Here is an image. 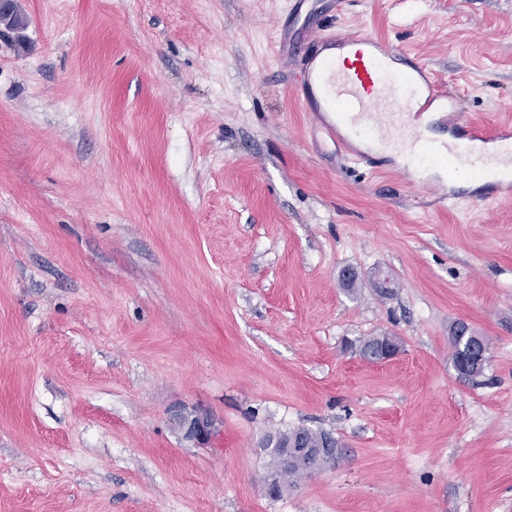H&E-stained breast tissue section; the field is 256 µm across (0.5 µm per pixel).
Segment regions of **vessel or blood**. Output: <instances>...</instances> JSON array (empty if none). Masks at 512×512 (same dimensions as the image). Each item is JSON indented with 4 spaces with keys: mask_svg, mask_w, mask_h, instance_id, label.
Returning a JSON list of instances; mask_svg holds the SVG:
<instances>
[{
    "mask_svg": "<svg viewBox=\"0 0 512 512\" xmlns=\"http://www.w3.org/2000/svg\"><path fill=\"white\" fill-rule=\"evenodd\" d=\"M300 99L312 120L323 124L359 163L373 166L385 154L400 156L395 172L408 186L445 195L438 180L416 174L421 160L485 176L489 194L512 193V128L487 132L470 123L459 101L427 68L389 40L365 31L332 36L311 31L303 48ZM435 112L452 137L430 140L422 118ZM488 142L502 143L494 153Z\"/></svg>",
    "mask_w": 512,
    "mask_h": 512,
    "instance_id": "1",
    "label": "vessel or blood"
}]
</instances>
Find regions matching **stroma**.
Returning <instances> with one entry per match:
<instances>
[{
  "mask_svg": "<svg viewBox=\"0 0 512 512\" xmlns=\"http://www.w3.org/2000/svg\"><path fill=\"white\" fill-rule=\"evenodd\" d=\"M293 3L20 0L27 49L0 41V512H512V201L359 164L276 51L370 31L492 129L512 123V0ZM458 322L488 343L480 375L453 366ZM385 334L399 355L360 357ZM178 407L214 417L210 443ZM300 427L342 457L268 497L261 440ZM170 419L182 433L185 440L196 445H205L215 433V420L211 414L199 409L179 408Z\"/></svg>",
  "mask_w": 512,
  "mask_h": 512,
  "instance_id": "obj_1",
  "label": "stroma"
}]
</instances>
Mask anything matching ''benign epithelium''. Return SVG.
<instances>
[{
  "instance_id": "obj_1",
  "label": "benign epithelium",
  "mask_w": 512,
  "mask_h": 512,
  "mask_svg": "<svg viewBox=\"0 0 512 512\" xmlns=\"http://www.w3.org/2000/svg\"><path fill=\"white\" fill-rule=\"evenodd\" d=\"M379 342L378 350L374 352L362 350L361 356L369 361H382L396 356L401 350L399 339L395 336H381ZM487 353V346L480 338L474 337L467 342H461L458 347L456 371L462 377L474 376L475 371L485 364ZM171 420L182 433L183 438L196 445L207 444L215 433V420L206 411L179 408L173 411ZM304 436L305 429H297L294 436L284 443L283 449L272 454L270 471L266 474L269 496H278L280 475L292 463L300 459L305 460L309 473L313 474L331 464H336V460L341 456V448L331 435H324L321 444L313 450L304 444Z\"/></svg>"
}]
</instances>
